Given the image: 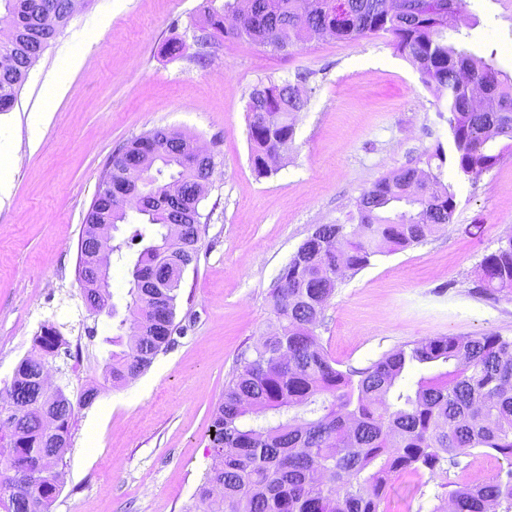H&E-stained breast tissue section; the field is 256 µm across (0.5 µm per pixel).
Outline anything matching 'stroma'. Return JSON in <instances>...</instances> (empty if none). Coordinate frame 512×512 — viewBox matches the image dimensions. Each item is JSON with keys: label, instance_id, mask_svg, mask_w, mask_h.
Instances as JSON below:
<instances>
[{"label": "stroma", "instance_id": "35a3bbf8", "mask_svg": "<svg viewBox=\"0 0 512 512\" xmlns=\"http://www.w3.org/2000/svg\"><path fill=\"white\" fill-rule=\"evenodd\" d=\"M205 0H81L32 66L0 143V388L47 326L81 361L57 352V385L78 398L99 377L112 333L89 315L78 280L85 217L113 152L156 128L204 143L218 173L200 203L199 251L184 273L176 330L137 379L106 387L76 411L65 478L51 512H184L211 464V415L240 360L274 316L268 293L316 225L331 224L376 180L416 163L448 128L436 97L388 37L313 38L277 52L217 35L194 39ZM466 42L512 73V0H470ZM179 39V56L164 47ZM206 54V65L195 58ZM83 64L70 71L73 55ZM66 91L47 102L43 84ZM304 77L310 97L272 173L250 164L246 102L267 79ZM48 109L38 137L30 113ZM456 191L451 223L424 242L377 256L346 276L317 333L339 369H361L401 345L435 336L512 337V292L480 286L482 260L512 226V157L479 179L446 169ZM503 457L474 449L449 467L479 484ZM439 480L396 479L385 512H431Z\"/></svg>", "mask_w": 512, "mask_h": 512}]
</instances>
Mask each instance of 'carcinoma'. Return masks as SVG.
I'll return each instance as SVG.
<instances>
[{
  "label": "carcinoma",
  "mask_w": 512,
  "mask_h": 512,
  "mask_svg": "<svg viewBox=\"0 0 512 512\" xmlns=\"http://www.w3.org/2000/svg\"><path fill=\"white\" fill-rule=\"evenodd\" d=\"M460 0H234L225 13L205 8L197 29L285 51L318 29L341 40L386 35L437 94L436 112L449 131V147L426 154L428 179L410 194L419 165L375 181L343 219L319 224L280 270L269 292L275 328L260 336L224 387L212 415V464L194 493L196 512H381L393 480L446 473V465L475 448L507 461L489 481L457 484L436 495L432 512H512V338H423L393 350L368 367L341 370L320 344L321 317L347 273L374 257L403 250L452 221L454 186L445 166L471 180L497 167L512 151V76L480 56L460 33ZM13 33L0 39V112L9 111L28 72L46 47L37 37L48 16L68 23L70 0H0ZM309 97L290 81L256 85L246 105L250 163L259 177L270 156L295 135L296 114ZM172 136L155 129L112 155V185L141 181L138 213L147 223L112 246L142 245L129 281L127 315L116 324L101 380L72 402L60 387L45 389L46 358L62 339L45 329L0 404V512H49L59 492L50 463L63 464L75 407L99 388L143 374L171 343L182 266L197 259L200 187L214 168ZM118 199L95 195L85 224L125 223ZM483 288L512 291V233L481 263ZM150 279L156 288L139 283ZM90 313L111 309L109 281L83 288Z\"/></svg>",
  "instance_id": "1"
}]
</instances>
